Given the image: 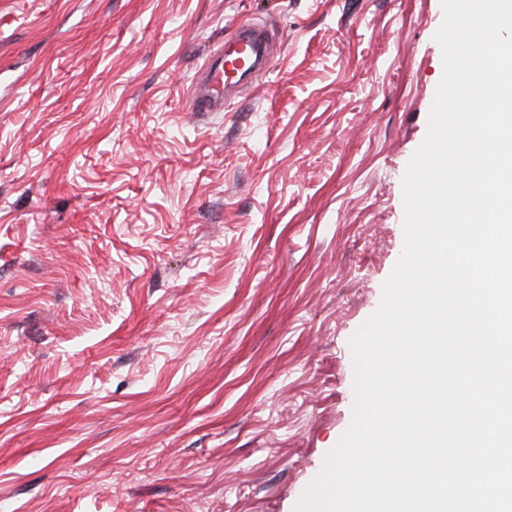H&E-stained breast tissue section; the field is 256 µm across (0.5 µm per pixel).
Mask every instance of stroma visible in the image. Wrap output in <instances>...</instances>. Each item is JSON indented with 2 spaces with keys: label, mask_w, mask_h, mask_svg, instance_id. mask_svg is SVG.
Listing matches in <instances>:
<instances>
[{
  "label": "stroma",
  "mask_w": 512,
  "mask_h": 512,
  "mask_svg": "<svg viewBox=\"0 0 512 512\" xmlns=\"http://www.w3.org/2000/svg\"><path fill=\"white\" fill-rule=\"evenodd\" d=\"M441 0H0V512H293L402 253ZM279 52L223 112L206 56ZM268 37L252 22L238 26L232 38L224 42V50L208 57L189 96L188 111L223 112L231 101L230 89L241 78L266 69Z\"/></svg>",
  "instance_id": "obj_1"
}]
</instances>
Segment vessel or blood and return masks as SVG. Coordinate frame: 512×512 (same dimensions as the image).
<instances>
[{
  "label": "vessel or blood",
  "instance_id": "1",
  "mask_svg": "<svg viewBox=\"0 0 512 512\" xmlns=\"http://www.w3.org/2000/svg\"><path fill=\"white\" fill-rule=\"evenodd\" d=\"M269 58L268 37L252 22L238 26L223 50L208 57L189 96L192 112H220L229 104L231 88L243 76L265 70Z\"/></svg>",
  "mask_w": 512,
  "mask_h": 512
}]
</instances>
